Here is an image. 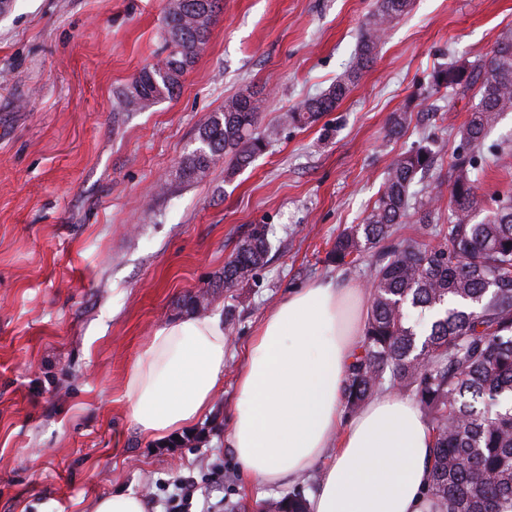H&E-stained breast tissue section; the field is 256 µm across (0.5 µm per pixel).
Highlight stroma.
<instances>
[{
    "label": "stroma",
    "mask_w": 512,
    "mask_h": 512,
    "mask_svg": "<svg viewBox=\"0 0 512 512\" xmlns=\"http://www.w3.org/2000/svg\"><path fill=\"white\" fill-rule=\"evenodd\" d=\"M168 3L15 0L0 15V512H90L128 491L148 512H258L283 495L246 486L226 446L246 347L288 291L368 285V258L339 268L328 252L426 137L445 148L415 190L447 219L455 132L473 99L433 76L512 30V0H412L349 95L299 129L283 115L348 67L376 0H224L177 94L126 109L133 77L167 55ZM248 91L265 97V150L180 181L201 122ZM403 110L409 127L388 136ZM482 153L481 200L512 198V112ZM258 226L268 263L212 299L231 341L220 390L178 437L145 436L124 394L129 370Z\"/></svg>",
    "instance_id": "stroma-1"
}]
</instances>
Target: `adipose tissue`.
Returning <instances> with one entry per match:
<instances>
[{"mask_svg": "<svg viewBox=\"0 0 512 512\" xmlns=\"http://www.w3.org/2000/svg\"><path fill=\"white\" fill-rule=\"evenodd\" d=\"M367 301L358 285L319 279L264 315L238 376L227 445L250 482L283 486L319 469L309 512H434L432 438L415 402L387 390L353 417L343 413ZM229 347L216 316L157 329L125 384L141 432L161 439L196 422L219 388Z\"/></svg>", "mask_w": 512, "mask_h": 512, "instance_id": "obj_1", "label": "adipose tissue"}]
</instances>
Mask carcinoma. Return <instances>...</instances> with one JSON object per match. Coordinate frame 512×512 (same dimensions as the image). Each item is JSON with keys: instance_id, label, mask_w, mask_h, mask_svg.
Wrapping results in <instances>:
<instances>
[{"instance_id": "obj_1", "label": "carcinoma", "mask_w": 512, "mask_h": 512, "mask_svg": "<svg viewBox=\"0 0 512 512\" xmlns=\"http://www.w3.org/2000/svg\"><path fill=\"white\" fill-rule=\"evenodd\" d=\"M222 4L171 0L165 16L169 53L134 77L123 93L127 107L144 110L179 90ZM410 5L411 0H378L349 68L327 92L286 113L285 123L305 126L333 111ZM434 80L453 91L475 87L478 96L457 131L448 223H439L432 200L419 201L411 191L417 174L440 152L425 139L390 165L363 222L345 228L329 251L340 266L377 249L369 265L376 291L343 402L353 414L380 390L410 394L432 435L429 495L436 512H512V200L477 218L482 204L474 156L501 114L512 112V35L496 41L481 64L450 66ZM262 108L253 93L227 98L223 109L200 124L197 146L181 159L180 178L199 181L226 157L237 169L251 164L266 146L258 132ZM409 121L407 112L392 113L388 133L401 134ZM411 213L437 245L421 249L407 239L391 240L394 225ZM269 251L265 228H255L224 264V290L247 284ZM265 505L269 512H308L300 489Z\"/></svg>"}]
</instances>
